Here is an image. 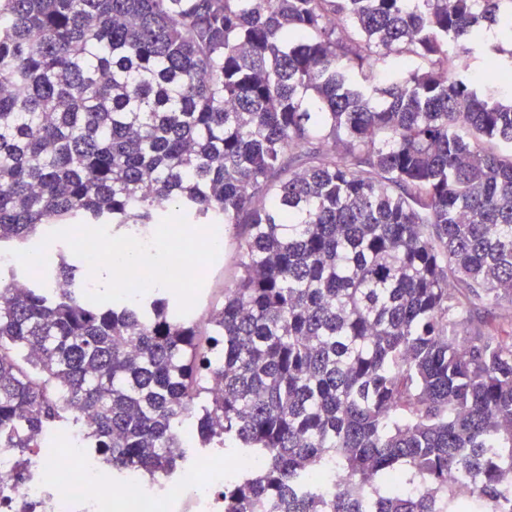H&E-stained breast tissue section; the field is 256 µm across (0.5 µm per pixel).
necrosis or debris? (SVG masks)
Instances as JSON below:
<instances>
[{
    "mask_svg": "<svg viewBox=\"0 0 512 512\" xmlns=\"http://www.w3.org/2000/svg\"><path fill=\"white\" fill-rule=\"evenodd\" d=\"M92 425L81 420L65 435L50 431L36 440L28 464H21L11 449L0 448V512H155L164 498L168 512H223L221 489L207 494L186 489L182 480L167 478L159 493L131 492L138 472H123L113 480L100 455L87 448Z\"/></svg>",
    "mask_w": 512,
    "mask_h": 512,
    "instance_id": "1",
    "label": "necrosis or debris"
}]
</instances>
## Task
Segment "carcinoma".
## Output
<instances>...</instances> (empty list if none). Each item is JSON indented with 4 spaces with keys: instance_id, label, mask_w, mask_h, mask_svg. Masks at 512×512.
Instances as JSON below:
<instances>
[{
    "instance_id": "1",
    "label": "carcinoma",
    "mask_w": 512,
    "mask_h": 512,
    "mask_svg": "<svg viewBox=\"0 0 512 512\" xmlns=\"http://www.w3.org/2000/svg\"><path fill=\"white\" fill-rule=\"evenodd\" d=\"M483 22L512 0H0V250L177 209L242 237L204 328L164 287L88 300L79 261L0 271V448L88 415L115 475L261 457L224 512H512V328L482 316L512 307V54Z\"/></svg>"
}]
</instances>
